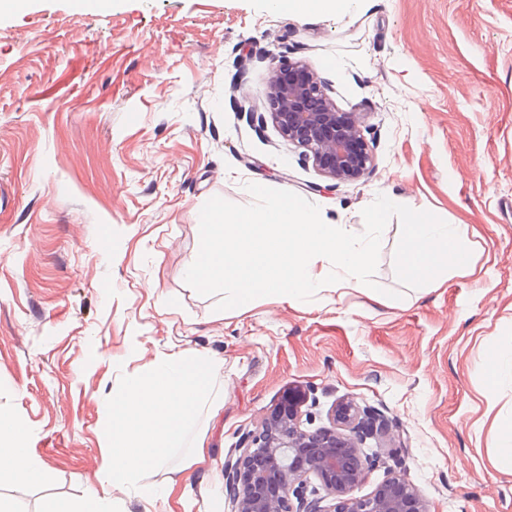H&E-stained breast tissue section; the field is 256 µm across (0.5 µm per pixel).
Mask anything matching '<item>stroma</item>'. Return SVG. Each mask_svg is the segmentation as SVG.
I'll list each match as a JSON object with an SVG mask.
<instances>
[{"mask_svg": "<svg viewBox=\"0 0 512 512\" xmlns=\"http://www.w3.org/2000/svg\"><path fill=\"white\" fill-rule=\"evenodd\" d=\"M308 64L339 111L359 113L374 168L336 181L264 112L269 59ZM250 183L293 191L363 233L377 195L469 227L475 277L401 284L400 223L374 279L352 292L217 310L184 280L200 211L247 205ZM512 339V0H364L296 18L266 0H31L0 16V417L22 420L46 478L13 512L107 496L116 512H231L224 462L293 390L315 423L343 398L383 415L366 450L402 459L430 512H512V465L480 424L487 397L512 416V379L487 352ZM220 366L197 428L206 460L149 473L168 497L109 484L106 401L163 353Z\"/></svg>", "mask_w": 512, "mask_h": 512, "instance_id": "obj_1", "label": "stroma"}]
</instances>
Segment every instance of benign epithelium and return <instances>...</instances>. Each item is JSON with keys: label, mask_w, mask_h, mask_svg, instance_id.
Masks as SVG:
<instances>
[{"label": "benign epithelium", "mask_w": 512, "mask_h": 512, "mask_svg": "<svg viewBox=\"0 0 512 512\" xmlns=\"http://www.w3.org/2000/svg\"><path fill=\"white\" fill-rule=\"evenodd\" d=\"M267 87L270 118L279 134L305 149V158L324 175L348 181L372 165L358 119L337 110L316 74L306 65L270 60ZM307 394L288 395L272 410L261 431L243 438V450L224 463L232 512H429L425 499L396 472H389L364 497L352 492L383 464L361 445L373 437L376 418L346 398L337 404L333 426L302 428Z\"/></svg>", "instance_id": "obj_1"}]
</instances>
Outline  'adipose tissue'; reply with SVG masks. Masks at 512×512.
<instances>
[{
	"instance_id": "obj_1",
	"label": "adipose tissue",
	"mask_w": 512,
	"mask_h": 512,
	"mask_svg": "<svg viewBox=\"0 0 512 512\" xmlns=\"http://www.w3.org/2000/svg\"><path fill=\"white\" fill-rule=\"evenodd\" d=\"M275 11H285L297 18L314 15L346 16L353 14L361 0H268ZM25 426L17 420L0 421V482L6 481L17 491L44 480L45 473L21 445Z\"/></svg>"
}]
</instances>
